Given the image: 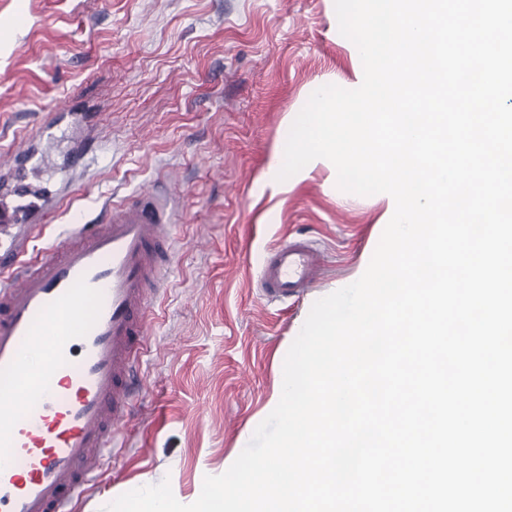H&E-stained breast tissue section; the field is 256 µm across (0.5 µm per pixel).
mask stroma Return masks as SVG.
<instances>
[{"label": "stroma", "mask_w": 512, "mask_h": 512, "mask_svg": "<svg viewBox=\"0 0 512 512\" xmlns=\"http://www.w3.org/2000/svg\"><path fill=\"white\" fill-rule=\"evenodd\" d=\"M362 79L334 0H0V187L10 165L39 160L59 198L30 253L171 173L184 212L126 445L76 512H104L147 479L193 503L267 417L313 303L364 273L389 195L339 190L327 160L280 193L266 178L309 96ZM291 236L322 250L326 277L266 300L263 259Z\"/></svg>", "instance_id": "stroma-1"}]
</instances>
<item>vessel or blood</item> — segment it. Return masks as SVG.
Listing matches in <instances>:
<instances>
[{
    "mask_svg": "<svg viewBox=\"0 0 512 512\" xmlns=\"http://www.w3.org/2000/svg\"><path fill=\"white\" fill-rule=\"evenodd\" d=\"M40 165L0 206V512H71L99 476L134 409V377L152 304L168 281L179 215L161 186L103 202L26 259L48 196ZM317 250L304 239L271 248L260 283L280 300L314 288Z\"/></svg>",
    "mask_w": 512,
    "mask_h": 512,
    "instance_id": "b4317fda",
    "label": "vessel or blood"
}]
</instances>
